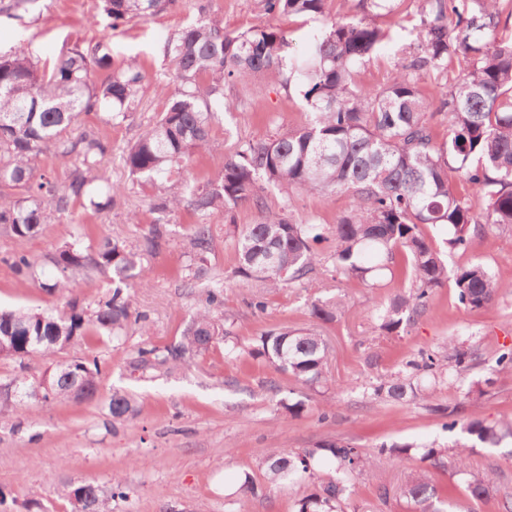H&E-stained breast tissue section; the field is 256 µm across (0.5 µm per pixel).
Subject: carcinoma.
<instances>
[{
    "mask_svg": "<svg viewBox=\"0 0 512 512\" xmlns=\"http://www.w3.org/2000/svg\"><path fill=\"white\" fill-rule=\"evenodd\" d=\"M178 0H97V15L113 29L132 19H149ZM327 0H259L265 15L288 17L325 14ZM404 0H357L313 36L309 49L296 57L286 83L296 82L307 122L281 133L244 140L218 165L214 179L202 186L183 185L154 208L160 214L150 225L147 247L164 241L165 214L186 207L197 215L191 225L189 263L181 275L190 293L203 290L206 306L169 345L139 347L127 359L130 374L145 378L169 371L224 347L228 357L263 359L303 385L326 378L329 350L316 327L336 322L345 312L339 298L310 304L312 328L279 327L261 332L243 345L231 339L221 317L224 288L206 284L204 267L214 239L207 217L224 212L236 241V275L242 284L285 288L310 276L321 264L314 245L332 240L330 254L336 275L373 280L394 273L402 255L404 272L414 288L394 296L380 316L385 333L406 329L427 309L433 290L451 281L459 304L480 311L495 304L512 282L498 279L488 268L473 264L450 269L423 237L420 226L447 228L448 251L466 250L485 228L512 233V0H417L416 44L399 49L386 82L366 87L357 80L378 48L389 40L380 19L399 12ZM289 41L283 32L264 23L229 32L223 20L210 16L183 28L165 45L178 88L164 94L157 120L125 150L129 175L164 183L194 155L209 148L212 124L232 105L224 86L270 73H282ZM96 70L107 74L92 78ZM145 73L135 63L112 67L101 47L73 48L52 66L40 67L24 47L0 54V234L25 239L53 220L70 218L76 208L100 212L117 204L121 188L98 175L109 141L90 127L66 136L78 115L107 113L106 122L120 125L139 102ZM447 130L439 142L436 120ZM50 152L74 161L66 180L58 183L37 173L40 156ZM281 194L274 209L262 195L263 186ZM347 193L353 198L348 214L331 228L298 221L286 214L295 195ZM251 201L266 212L259 224L235 223L234 211ZM58 278L42 284L48 294L64 293L78 276L102 275L112 281L108 296L95 306L71 300L60 312L0 309V357L19 362L39 355L54 356L79 342H119L131 325L146 316L132 310L124 287L148 274L133 248L103 237L84 245L83 234L47 258ZM7 262L21 279H38L39 264L23 253ZM451 352L423 354L409 360L405 370L379 376L371 387L376 399L396 402L428 400L434 385L469 368L471 352L455 340ZM104 365L96 355L74 357L28 380H10L23 391L42 388L41 402L94 401L103 425L114 429L137 414L134 399L115 391L99 394ZM425 372L433 386L418 383ZM23 398L0 395V418L18 415ZM448 409L447 427H456L478 443L496 446L512 437V420L485 422L478 414L457 419ZM410 445L380 446L379 453L399 461L413 457ZM473 446L455 448L457 469L467 477L470 496L482 499L495 490L494 472H473L468 458ZM327 461L336 477L319 483L299 500L296 512H344L351 477L371 461L352 443L328 440L292 455L268 453L261 464L272 484L306 480ZM437 494L424 472L399 486V496L427 512L423 505ZM71 512H112L115 493L93 484H63Z\"/></svg>",
    "mask_w": 512,
    "mask_h": 512,
    "instance_id": "cac0c4a2",
    "label": "carcinoma"
}]
</instances>
